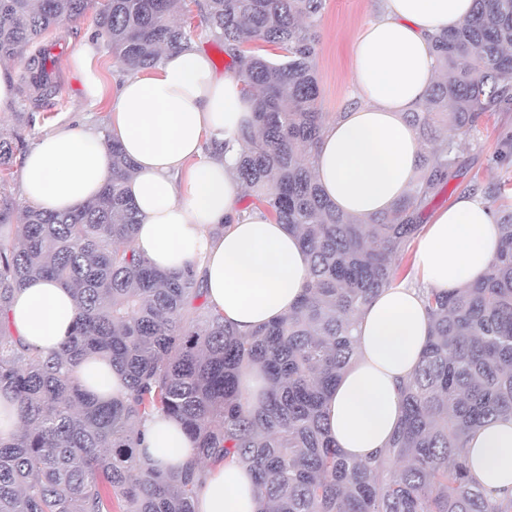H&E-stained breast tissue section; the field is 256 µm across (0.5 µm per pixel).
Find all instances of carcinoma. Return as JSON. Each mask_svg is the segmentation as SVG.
<instances>
[{
    "instance_id": "carcinoma-1",
    "label": "carcinoma",
    "mask_w": 512,
    "mask_h": 512,
    "mask_svg": "<svg viewBox=\"0 0 512 512\" xmlns=\"http://www.w3.org/2000/svg\"><path fill=\"white\" fill-rule=\"evenodd\" d=\"M90 0H0V62L37 45L22 77L40 102L55 85L44 36ZM326 0H200L210 40L224 49L254 102L237 138L236 172L278 224L297 229L310 257L307 293L281 320L241 336L204 301L193 273L170 275L134 248L137 210L124 184L133 166L112 143V182L81 209L21 207L0 190V316L28 280L51 278L77 308L59 352L22 344L0 327V393L19 425L0 438V512H195L203 468L255 473L262 512H512L469 484L467 437L512 416V211L481 282L427 288L431 334L400 386L403 419L390 447L347 460L323 424L326 395L352 364L356 313L396 284L428 203L448 185L478 122L512 104V0H475L461 27L432 37L441 79L406 122L422 168L405 198L370 224L323 196L311 153L328 124L318 108L316 22ZM186 0H105L94 37L128 71L158 67L163 48L192 40L172 16ZM276 52L270 57L268 50ZM444 123L448 135H434ZM95 355L125 377V397L101 401L77 375ZM261 368L267 389L249 402L242 377ZM178 419L194 460L164 473L138 454L137 423Z\"/></svg>"
}]
</instances>
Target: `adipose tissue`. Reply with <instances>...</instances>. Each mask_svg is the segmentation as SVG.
<instances>
[{
	"label": "adipose tissue",
	"mask_w": 512,
	"mask_h": 512,
	"mask_svg": "<svg viewBox=\"0 0 512 512\" xmlns=\"http://www.w3.org/2000/svg\"><path fill=\"white\" fill-rule=\"evenodd\" d=\"M474 0H383L381 15L353 49L359 103L327 125L313 150L314 172L337 209L370 221L403 199L422 166L418 135L405 115L425 104L438 79L435 33L456 27ZM103 127L70 124L42 136L24 155L21 195L46 211L90 203L112 179L113 142L135 166L126 189L139 219L134 247L157 269L199 273L210 306L247 334L286 315L304 292L308 256L287 225L264 209L238 208L242 194L233 142L253 121L238 72L217 75L195 43L165 51L151 73H128ZM497 215L477 192L439 212L420 239L416 264L426 283L454 290L480 280L499 244ZM70 292L33 279L15 290L7 321L23 344L61 350L75 326ZM430 331L422 291L382 289L356 317L357 358L330 390L326 427L349 458L387 448L402 419L399 386L415 372ZM141 458L176 473L192 442L173 418L139 425ZM473 483L512 499V416L471 433ZM252 474L209 467L196 512H258Z\"/></svg>",
	"instance_id": "ef3b65f1"
}]
</instances>
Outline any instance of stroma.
I'll use <instances>...</instances> for the list:
<instances>
[{
    "instance_id": "35a3bbf8",
    "label": "stroma",
    "mask_w": 512,
    "mask_h": 512,
    "mask_svg": "<svg viewBox=\"0 0 512 512\" xmlns=\"http://www.w3.org/2000/svg\"><path fill=\"white\" fill-rule=\"evenodd\" d=\"M103 4L104 0H91L83 17L47 34V42L59 43L61 48L54 67L56 94L36 106L26 99L23 91H16L13 110L0 113V136L13 142L16 157L9 171L0 178V184L12 194L20 192L19 157L46 131L69 124L79 115L95 127L102 126L108 117L111 96L124 73L111 51L92 40ZM379 7V0H326L316 31L319 40L318 106L327 118H334L337 112L357 101L352 51L361 30L377 16ZM88 41L94 44L92 67L100 87L98 102L89 110L84 107L83 79L71 63L74 51ZM509 151H512V107L502 109L478 126L445 191L427 205L424 222H431L457 197L471 191L481 192L496 209L512 208V162L498 159L499 154Z\"/></svg>"
}]
</instances>
